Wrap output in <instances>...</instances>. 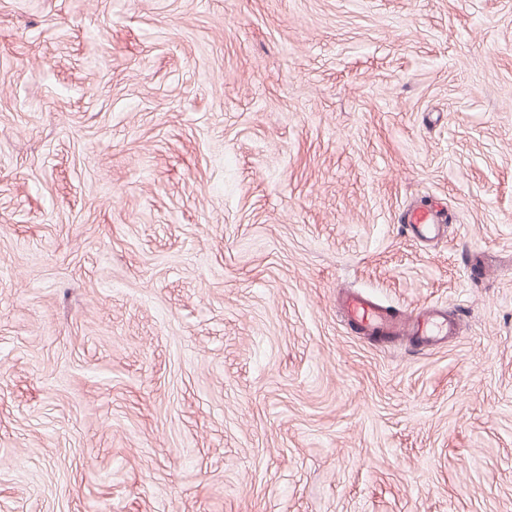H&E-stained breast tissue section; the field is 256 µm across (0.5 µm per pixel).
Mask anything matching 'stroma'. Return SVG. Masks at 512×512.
<instances>
[{"instance_id": "35a3bbf8", "label": "stroma", "mask_w": 512, "mask_h": 512, "mask_svg": "<svg viewBox=\"0 0 512 512\" xmlns=\"http://www.w3.org/2000/svg\"><path fill=\"white\" fill-rule=\"evenodd\" d=\"M90 498L512 512V0H0V512ZM404 220L409 225L411 232L418 238H434L440 230L441 218L427 204L410 207L405 212ZM339 306L348 321L364 335L387 336L396 329L391 316L373 301L359 293L344 292L339 296ZM404 333L418 338L423 344L438 346L458 333L459 323L448 319L446 312L431 308L419 315L409 316L402 321Z\"/></svg>"}]
</instances>
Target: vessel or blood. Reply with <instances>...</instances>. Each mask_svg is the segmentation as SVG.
<instances>
[{
  "label": "vessel or blood",
  "instance_id": "vessel-or-blood-1",
  "mask_svg": "<svg viewBox=\"0 0 512 512\" xmlns=\"http://www.w3.org/2000/svg\"><path fill=\"white\" fill-rule=\"evenodd\" d=\"M404 220L411 232L422 239L434 238L440 230L439 215L426 204L410 207ZM339 306L349 322L368 336H385L400 328L423 344L437 346L457 335L459 329L457 320L449 318L446 312L437 308L408 317L402 323H395L376 303L354 292L342 293Z\"/></svg>",
  "mask_w": 512,
  "mask_h": 512
}]
</instances>
